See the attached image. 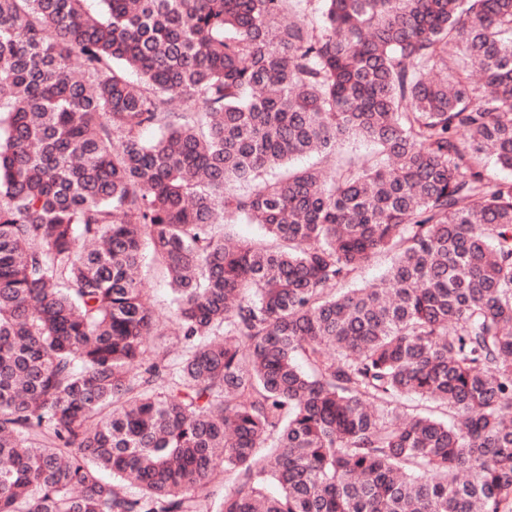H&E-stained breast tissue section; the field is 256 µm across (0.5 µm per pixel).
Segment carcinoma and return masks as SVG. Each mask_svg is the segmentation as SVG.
Here are the masks:
<instances>
[{
  "label": "carcinoma",
  "instance_id": "obj_1",
  "mask_svg": "<svg viewBox=\"0 0 512 512\" xmlns=\"http://www.w3.org/2000/svg\"><path fill=\"white\" fill-rule=\"evenodd\" d=\"M490 155L512 0H0V512H512ZM145 265L144 288H146L151 306L160 321L170 326L172 318L170 290L165 279L154 268L148 250L146 251Z\"/></svg>",
  "mask_w": 512,
  "mask_h": 512
}]
</instances>
